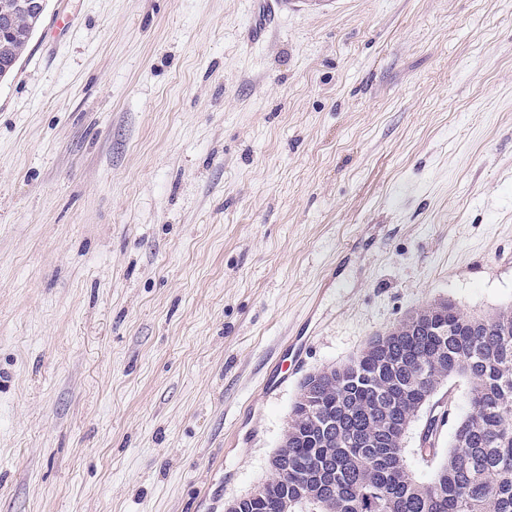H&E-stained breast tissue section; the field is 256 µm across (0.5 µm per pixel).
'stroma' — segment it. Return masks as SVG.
<instances>
[{
  "label": "stroma",
  "instance_id": "obj_1",
  "mask_svg": "<svg viewBox=\"0 0 512 512\" xmlns=\"http://www.w3.org/2000/svg\"><path fill=\"white\" fill-rule=\"evenodd\" d=\"M442 300L512 305V0H49L0 80V512H225L305 376Z\"/></svg>",
  "mask_w": 512,
  "mask_h": 512
}]
</instances>
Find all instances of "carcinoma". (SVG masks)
Segmentation results:
<instances>
[{
  "label": "carcinoma",
  "instance_id": "1",
  "mask_svg": "<svg viewBox=\"0 0 512 512\" xmlns=\"http://www.w3.org/2000/svg\"><path fill=\"white\" fill-rule=\"evenodd\" d=\"M43 15L20 16L0 37V79L15 71ZM436 332L408 329L388 348L368 342L347 363L308 375L271 459L272 476L228 512H512V306L478 318L452 301L426 312ZM451 378L469 411L442 456L430 419L407 468L402 429Z\"/></svg>",
  "mask_w": 512,
  "mask_h": 512
}]
</instances>
